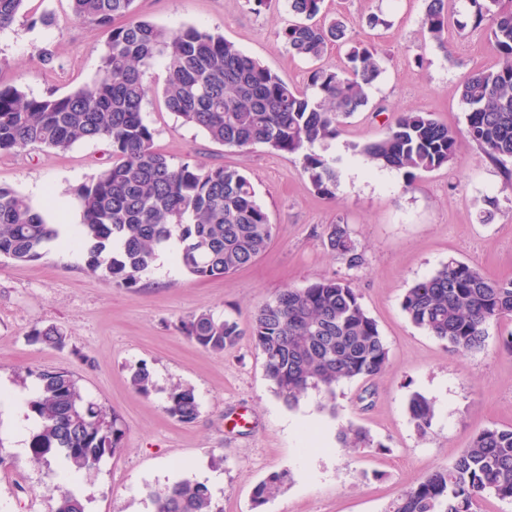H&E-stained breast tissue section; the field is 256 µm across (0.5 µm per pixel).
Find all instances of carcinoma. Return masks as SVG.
<instances>
[{"instance_id":"cac0c4a2","label":"carcinoma","mask_w":512,"mask_h":512,"mask_svg":"<svg viewBox=\"0 0 512 512\" xmlns=\"http://www.w3.org/2000/svg\"><path fill=\"white\" fill-rule=\"evenodd\" d=\"M74 18L107 36L93 87L65 95L35 97L0 84V153L28 147L67 151L80 140L104 141L112 164L73 190L81 209L80 242L86 265L112 283L133 288L159 254L177 243L175 259L189 274L222 278L252 264L269 247L277 227L257 202L249 178L234 167L197 161L171 162L154 146L143 116L152 92L148 74L164 61L166 107L182 124L202 129L217 143L246 149L264 144L301 157L315 190L332 196L336 160L313 147L338 136L343 120L364 107L367 89L382 69L374 48L353 47L340 71L313 69L304 88L283 81L219 34L194 27L172 31L136 15L135 0H70ZM324 0H288L297 21L281 32L288 50L317 61L333 43L350 41L348 27L333 19L319 23ZM424 0L422 25L444 45L450 16L457 24L489 31L499 58L496 68L472 72L461 87L465 136L488 159L504 167L512 183V0ZM25 0H0V32L10 28ZM459 132L424 112H398L383 136L360 152L408 179L457 161ZM323 238L348 269L364 265L346 224H329ZM52 224L26 197L0 186V257L35 262L58 241ZM409 320L452 350L482 349L492 323L512 319V278L491 279L455 259L407 289L401 302ZM183 328L202 348L222 354L243 336L238 323L211 312L191 317ZM250 336L264 357L266 377L289 408L309 392L327 397L322 408L336 415L340 385L375 377L389 363L378 324L358 292L342 278L289 288L256 311ZM33 344L61 349L67 333L57 325H34ZM38 396L29 402L37 429L29 442L34 463L59 464L70 476L88 475L123 449L120 417L87 398L65 369L35 373ZM129 384L147 395L153 387L146 365L133 369ZM411 422L427 433L435 404L420 393L409 400ZM165 412L188 423L199 414L194 390L181 384L168 393ZM341 448H380L362 427L339 429ZM271 474L257 484L253 501L263 504L287 481ZM512 501V428L486 427L461 449L454 463L407 486L388 512H476L484 494ZM155 512H222L204 483L181 479L149 490ZM54 512H86L81 497L61 492Z\"/></svg>"}]
</instances>
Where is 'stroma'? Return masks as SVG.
<instances>
[{
  "label": "stroma",
  "mask_w": 512,
  "mask_h": 512,
  "mask_svg": "<svg viewBox=\"0 0 512 512\" xmlns=\"http://www.w3.org/2000/svg\"><path fill=\"white\" fill-rule=\"evenodd\" d=\"M138 14L178 30L193 26L237 44L292 86L304 87L321 66L342 70L351 44L330 47L321 61L292 55L279 36L294 20L287 0L254 9L250 0H135ZM25 15L0 33V83L27 94H66L92 85L105 49L104 34L76 23L69 0H26ZM423 0H324L326 18L343 20L351 43L374 46L382 74L367 106L355 112L336 139L320 146L338 158L334 198L318 194L299 156L257 144L242 150L210 140L170 112L161 90L163 62L152 69L155 91L144 116L156 148L172 162L195 160L243 171L279 232L251 265L217 279H199L163 252L136 287L104 280L86 265L82 247L50 245L35 262L0 259V389L31 390L35 371H71L83 393L122 419L121 454L106 459L86 481V512H150L146 486L189 477L212 487L222 512H386L400 491L440 466L451 465L480 429L512 427V353L500 346L512 321L491 325L482 350L455 352L413 325L401 307L406 288L429 277L448 259L479 268L487 277H512V188L499 165L462 142L458 161L408 182L404 173L373 165L360 146L380 138L395 113L413 110L464 130L460 87L498 57L484 29L449 23L438 47L422 28ZM50 14L31 26L32 14ZM382 23L371 28L370 15ZM54 55L52 66L41 61ZM101 141L69 150L28 148L0 153V185L26 196L47 223H80L76 186L110 162ZM350 226L366 263L348 270L323 244L327 225ZM349 277L389 348L381 375L336 390V412L312 392L298 408L322 425L324 447L311 465L283 424L290 408L274 394L264 359L250 336L253 314L287 288ZM209 311L235 320L243 333L232 348L213 354L180 329L183 320ZM62 327L61 349L28 342L34 324ZM147 364L150 394L129 385L131 368ZM193 388L200 412L181 423L165 411L173 383ZM432 399L436 416L426 434L410 420L413 393ZM369 430L374 447L335 445L339 426ZM13 416L0 410V512H53L64 474L58 464L30 462L18 453ZM222 465H215V458ZM287 472L280 492L254 507V487Z\"/></svg>",
  "instance_id": "1"
}]
</instances>
